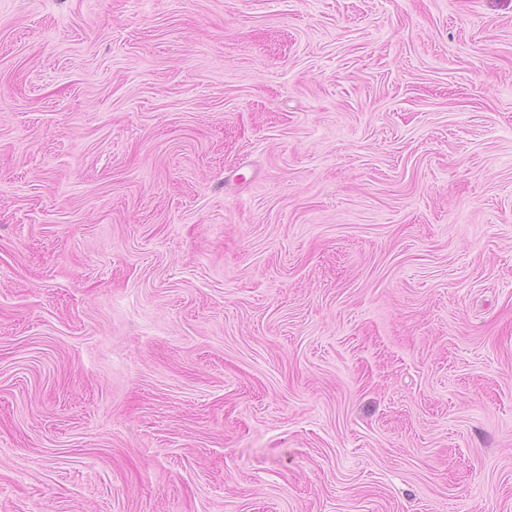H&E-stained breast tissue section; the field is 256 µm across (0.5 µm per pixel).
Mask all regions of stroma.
Returning a JSON list of instances; mask_svg holds the SVG:
<instances>
[{"label": "stroma", "mask_w": 512, "mask_h": 512, "mask_svg": "<svg viewBox=\"0 0 512 512\" xmlns=\"http://www.w3.org/2000/svg\"><path fill=\"white\" fill-rule=\"evenodd\" d=\"M0 512H512V0H0Z\"/></svg>", "instance_id": "obj_1"}]
</instances>
